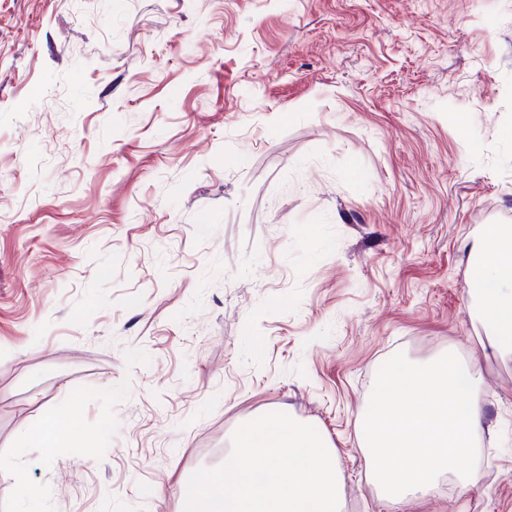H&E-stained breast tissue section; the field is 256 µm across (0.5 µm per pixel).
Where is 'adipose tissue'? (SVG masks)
Masks as SVG:
<instances>
[{"mask_svg":"<svg viewBox=\"0 0 512 512\" xmlns=\"http://www.w3.org/2000/svg\"><path fill=\"white\" fill-rule=\"evenodd\" d=\"M479 252V275L472 288L479 295L480 318L492 345L512 353V226L491 224Z\"/></svg>","mask_w":512,"mask_h":512,"instance_id":"obj_1","label":"adipose tissue"}]
</instances>
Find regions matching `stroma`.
I'll return each mask as SVG.
<instances>
[{"label":"stroma","mask_w":512,"mask_h":512,"mask_svg":"<svg viewBox=\"0 0 512 512\" xmlns=\"http://www.w3.org/2000/svg\"><path fill=\"white\" fill-rule=\"evenodd\" d=\"M490 224L512 0H0V512H182L271 412L355 512H512V354L469 291ZM450 348L479 481L383 499L376 373Z\"/></svg>","instance_id":"stroma-1"}]
</instances>
